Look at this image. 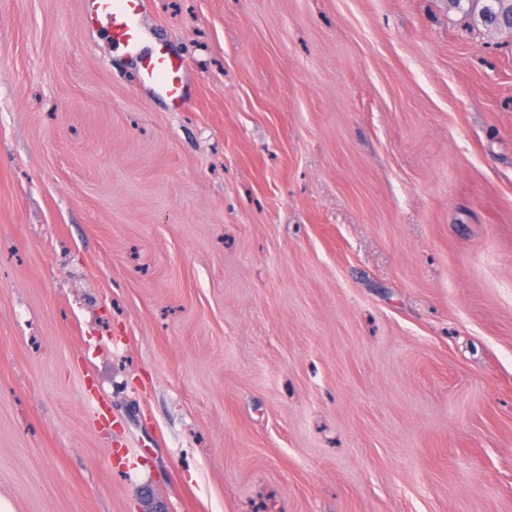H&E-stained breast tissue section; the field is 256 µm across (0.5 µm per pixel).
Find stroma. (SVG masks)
<instances>
[{
    "instance_id": "obj_1",
    "label": "stroma",
    "mask_w": 512,
    "mask_h": 512,
    "mask_svg": "<svg viewBox=\"0 0 512 512\" xmlns=\"http://www.w3.org/2000/svg\"><path fill=\"white\" fill-rule=\"evenodd\" d=\"M0 0L14 512H512V34L448 0ZM85 19L94 23L107 21L114 43L128 53L140 55L136 90L144 96H160L169 100L175 110L185 103L188 90L183 80L184 64L159 46L149 54H140L139 17L147 0H83Z\"/></svg>"
}]
</instances>
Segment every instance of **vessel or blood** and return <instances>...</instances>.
<instances>
[{"instance_id": "b4317fda", "label": "vessel or blood", "mask_w": 512, "mask_h": 512, "mask_svg": "<svg viewBox=\"0 0 512 512\" xmlns=\"http://www.w3.org/2000/svg\"><path fill=\"white\" fill-rule=\"evenodd\" d=\"M146 5L147 0H85L84 14L90 23L106 20L115 44L128 53L139 54L137 92L144 96L167 98L178 110L188 95L182 76L183 62L161 46L144 55L139 52V17Z\"/></svg>"}]
</instances>
